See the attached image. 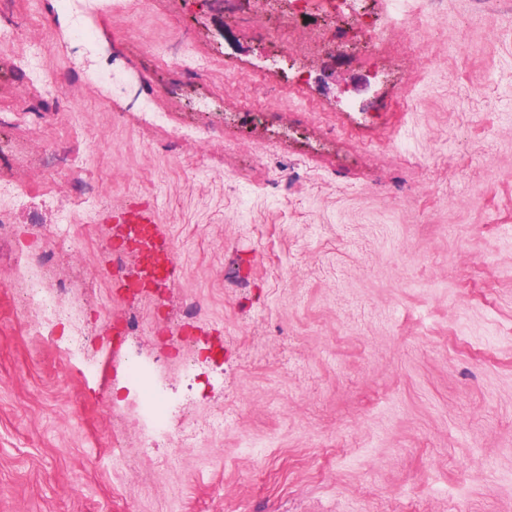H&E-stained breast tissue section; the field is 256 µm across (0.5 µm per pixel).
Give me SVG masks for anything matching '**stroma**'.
<instances>
[{"instance_id": "35a3bbf8", "label": "stroma", "mask_w": 512, "mask_h": 512, "mask_svg": "<svg viewBox=\"0 0 512 512\" xmlns=\"http://www.w3.org/2000/svg\"><path fill=\"white\" fill-rule=\"evenodd\" d=\"M349 2L99 13L101 65L209 132L178 143L85 83L57 0L0 8L17 32L0 44V183L65 192L50 152L75 144L94 182L67 213L0 198L17 227L0 240V512H512V0H437L439 20L374 67L357 19L377 0ZM310 31L332 40L304 52ZM36 43L61 98L15 64ZM298 74L319 111L281 95ZM135 202L182 269L152 300L116 288L102 221ZM33 223L59 234L27 276L13 259ZM33 281L70 288L57 336L23 305ZM130 314L138 334L114 338ZM128 359L181 403L189 444L141 446Z\"/></svg>"}]
</instances>
